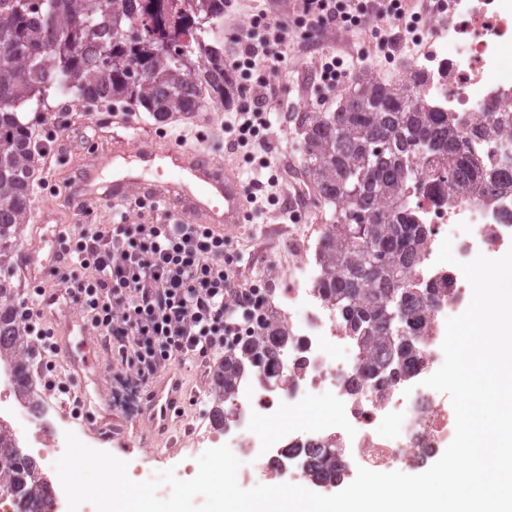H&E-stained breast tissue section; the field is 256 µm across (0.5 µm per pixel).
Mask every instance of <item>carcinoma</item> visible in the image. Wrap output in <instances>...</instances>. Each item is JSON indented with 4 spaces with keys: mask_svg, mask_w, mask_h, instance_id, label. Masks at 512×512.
Here are the masks:
<instances>
[{
    "mask_svg": "<svg viewBox=\"0 0 512 512\" xmlns=\"http://www.w3.org/2000/svg\"><path fill=\"white\" fill-rule=\"evenodd\" d=\"M132 0H9L0 8V351H13V380L32 416L30 346L17 315L12 282L22 225L31 218L35 163L42 147L34 123L54 96L140 106L158 123L222 105L228 94L224 41L212 37L224 0H195L181 28L127 26ZM420 70L405 83L359 77L334 112H306L299 121L308 172L319 199L334 206L316 247V288L357 344L364 380L400 382L416 373L413 346L431 329V315L450 289L427 284L417 266L430 231L417 221L408 187L440 200L466 192L494 200L512 192V164L485 166L478 148L512 141V104H496L466 132L448 111L417 94ZM364 227L370 246L350 234ZM288 331L270 310L259 331L224 354L212 373L210 416L224 429L237 410V382L248 370L273 367ZM310 482L344 473L334 446L300 449ZM16 512H46L52 495L37 461L16 447L0 422V491Z\"/></svg>",
    "mask_w": 512,
    "mask_h": 512,
    "instance_id": "obj_1",
    "label": "carcinoma"
}]
</instances>
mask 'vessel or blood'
I'll return each instance as SVG.
<instances>
[{
	"instance_id": "1",
	"label": "vessel or blood",
	"mask_w": 512,
	"mask_h": 512,
	"mask_svg": "<svg viewBox=\"0 0 512 512\" xmlns=\"http://www.w3.org/2000/svg\"><path fill=\"white\" fill-rule=\"evenodd\" d=\"M120 126L135 130L133 139L114 138L113 159L134 166L133 174L114 180L111 188L98 192L99 170L86 167L79 172L80 189L71 197L79 206L97 198L121 201L129 196V186H137L140 199L157 201L175 218L189 224L208 225L215 233L232 237L247 215L248 198L238 176L225 170L201 146L184 141L169 143L152 127L140 126L134 118H119ZM57 353L65 366L79 376L94 377L100 372L96 350L87 341L81 322L68 323L56 335ZM184 398L178 371L168 372L154 385L145 412L159 432H167L172 412Z\"/></svg>"
}]
</instances>
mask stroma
<instances>
[{"label": "stroma", "instance_id": "35a3bbf8", "mask_svg": "<svg viewBox=\"0 0 512 512\" xmlns=\"http://www.w3.org/2000/svg\"><path fill=\"white\" fill-rule=\"evenodd\" d=\"M307 43L303 28L294 26L288 62L281 70L271 71L267 63L260 62L249 77L233 73L237 91L224 107L201 113L192 120L174 119L163 126L167 139L199 142L238 173L242 182H251L254 165L235 150L232 136L224 127L233 121L236 112L251 105L253 85L269 83L268 104L278 118L266 131L265 144L269 157L284 158L288 177L278 200L267 203L261 211L249 212L241 233L232 237L229 245L239 264L248 267L252 281L262 280L279 286L286 285L288 268L294 260L288 249L289 231L307 236L312 226H324L333 212L332 205L320 202L316 196L314 183L307 173L298 128L301 114L316 109L321 95L316 81L319 55L308 50ZM116 129L111 112L101 105H88L78 111L66 107L61 112L41 117L36 134L41 138L49 137L50 143L41 159L40 176L34 183V204L70 228L78 224H113L124 215L137 224L157 223L158 217L148 205L132 210L124 201L92 203L76 212L64 194L66 182L77 178L82 165L102 160L111 147V134ZM100 362L103 371L94 386L106 398L113 425L119 427L134 422L139 430L137 436L129 439L117 434L90 438L87 446L126 461L128 475L136 481L149 479L167 469L180 472L183 479L194 478L198 472L195 459L185 457L178 446L170 445L169 439L179 436L185 424L196 425L208 420L206 402L211 377L205 368L190 361L179 365L184 386L192 391L194 398L184 404L172 421L169 436L165 437L151 426L143 412L144 402L134 388H122L115 383L109 358L101 357Z\"/></svg>", "mask_w": 512, "mask_h": 512}]
</instances>
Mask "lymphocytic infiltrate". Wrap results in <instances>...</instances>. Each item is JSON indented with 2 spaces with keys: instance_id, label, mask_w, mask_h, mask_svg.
<instances>
[{
  "instance_id": "obj_1",
  "label": "lymphocytic infiltrate",
  "mask_w": 512,
  "mask_h": 512,
  "mask_svg": "<svg viewBox=\"0 0 512 512\" xmlns=\"http://www.w3.org/2000/svg\"><path fill=\"white\" fill-rule=\"evenodd\" d=\"M298 8L325 41L319 82L332 89L349 67L345 55L327 46L330 35L367 28L380 49L420 41L421 15L406 0H300ZM289 36L286 21L263 12L250 17L232 67L245 73L260 58L278 70ZM267 97L256 88L254 108L236 115L240 145L264 146L272 125ZM64 242L68 262L56 272L59 287L99 335L116 379L133 380L143 395L175 363L223 353L257 328V290L223 236L206 225L82 224Z\"/></svg>"
}]
</instances>
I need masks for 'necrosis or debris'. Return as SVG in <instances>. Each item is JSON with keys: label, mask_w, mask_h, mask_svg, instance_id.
Here are the masks:
<instances>
[{"label": "necrosis or debris", "mask_w": 512, "mask_h": 512, "mask_svg": "<svg viewBox=\"0 0 512 512\" xmlns=\"http://www.w3.org/2000/svg\"><path fill=\"white\" fill-rule=\"evenodd\" d=\"M440 13L455 22L442 26L437 15L424 27L432 31L417 66L427 81L425 99L455 113L460 128L481 119L488 104L512 102V76H504L512 61V0H436ZM417 218L428 225L431 244L421 261L419 275L432 280L444 273L436 261L445 238L455 243V257L468 262L484 251L512 243V194L492 204L459 194L452 202L419 196ZM297 260L288 273V286L278 292L260 288L274 301L289 333L279 378L269 381L258 374L245 375L238 387V409L224 428V443L237 456L260 462L270 484H280L272 449L307 442L336 440L351 449L364 468L384 472L400 461L413 459L420 449L436 450L455 435V414L441 401L439 391L426 387L424 379L444 360L441 344L445 324L471 297L470 285L460 281L433 313L432 329L422 345V364L408 381L378 390L375 384L356 383L359 349L346 336L333 307L317 292L318 274L306 260L304 245L296 247ZM316 396L326 399V410L312 427H283ZM397 420L403 435L389 442L383 432L389 420ZM275 424L274 432L256 430L257 421Z\"/></svg>", "instance_id": "1"}]
</instances>
